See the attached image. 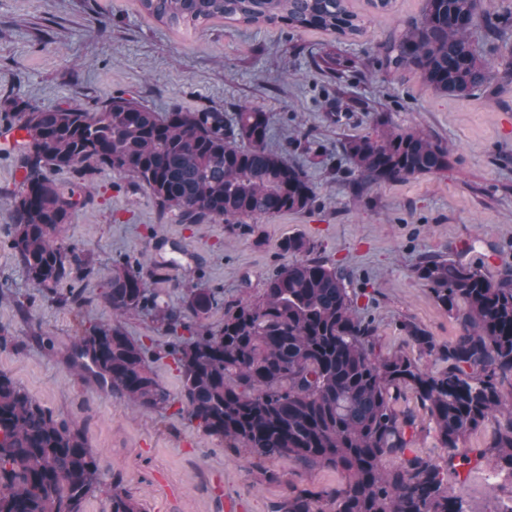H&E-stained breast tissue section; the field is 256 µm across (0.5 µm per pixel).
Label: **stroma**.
<instances>
[{
	"mask_svg": "<svg viewBox=\"0 0 512 512\" xmlns=\"http://www.w3.org/2000/svg\"><path fill=\"white\" fill-rule=\"evenodd\" d=\"M364 20L356 37L284 25L257 28L215 19L185 33L144 13L139 0H0V103L21 99L51 110L79 102L95 110L110 96L136 97L152 111L180 106L232 116L241 105L269 117V150L284 154L317 187L302 212L227 224L161 218L134 179L100 173L92 198L74 210L62 238L88 250L95 287L81 308L60 305L23 276L13 250L10 201L21 190L12 144L0 121V370L57 417L85 433L106 478H117L140 512H271L287 495L343 486L346 475L265 459L204 433L180 412V373L164 349L170 335L152 314L123 318L172 405L132 412L71 361L85 327L111 311L96 286L113 260L146 252L170 277L162 289L218 291L221 302L259 295L287 257L281 242L301 235L314 257L345 267L363 316L386 352L408 351L412 322L445 344L454 321L414 269L426 258L460 259L499 277L512 267V25L490 33L477 21L470 40L495 78L469 95H441L420 72L383 62L384 48L421 12L423 0L380 11L350 0ZM423 130L449 146L446 169L400 182L361 183L343 153L350 137L380 125ZM26 302L19 312L17 302ZM479 487L458 486L466 512H506L512 468H478Z\"/></svg>",
	"mask_w": 512,
	"mask_h": 512,
	"instance_id": "obj_1",
	"label": "stroma"
}]
</instances>
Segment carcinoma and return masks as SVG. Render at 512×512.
<instances>
[{"mask_svg": "<svg viewBox=\"0 0 512 512\" xmlns=\"http://www.w3.org/2000/svg\"><path fill=\"white\" fill-rule=\"evenodd\" d=\"M139 2L177 27L222 18L345 36L364 25L348 0ZM480 15L496 28L482 0H424L420 15L386 46V63L419 71L438 94H470L494 77L468 39ZM3 112L24 132L14 146L23 181L11 248L33 287L61 305L80 307L95 274L91 254L67 244L60 231L71 210L91 201L87 184L102 171L133 176L178 224L300 212L316 197L305 173L267 150L268 118L256 107H240L229 121L219 111L178 106L161 115L116 95L94 112L78 104L43 110L19 99L4 103ZM343 150L369 182L448 167V146L397 127L353 137ZM50 171L66 178L53 180ZM281 249L294 259L267 277L259 296L224 307L216 328L205 323L220 305L214 291L183 288L176 307L149 286L167 278L159 267L145 270L141 256L112 262L99 298L117 318L148 312L165 331L188 332L166 354L181 376L182 411L205 433L257 457L345 472L342 488L288 497L274 512H465L443 468L458 476L483 459L512 467V404L500 390L512 377V271L495 280L459 259L422 261L416 276L458 333L440 344L421 327L402 324L414 358L381 351L348 272L308 258L314 246L302 236L288 237ZM147 354L119 324L104 322L77 336L72 364L148 411L168 405L169 393ZM424 358L432 365L420 363ZM407 391L446 450L440 462L413 450L417 416L395 408ZM489 423V446L459 447ZM103 485L84 433L0 371V512H82ZM108 493L112 512H139L119 481Z\"/></svg>", "mask_w": 512, "mask_h": 512, "instance_id": "1", "label": "carcinoma"}]
</instances>
